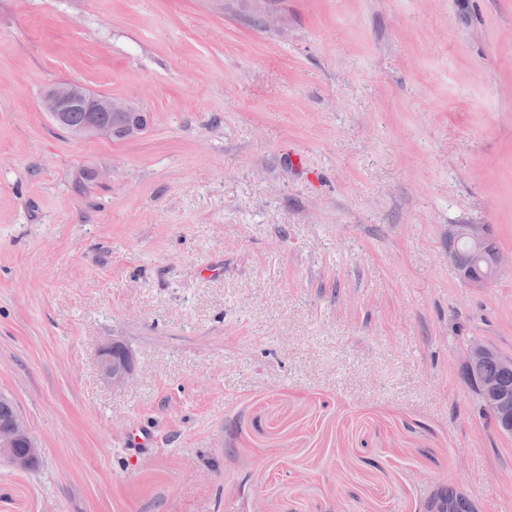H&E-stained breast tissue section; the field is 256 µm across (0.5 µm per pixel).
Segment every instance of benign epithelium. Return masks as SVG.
Returning a JSON list of instances; mask_svg holds the SVG:
<instances>
[{"label": "benign epithelium", "mask_w": 512, "mask_h": 512, "mask_svg": "<svg viewBox=\"0 0 512 512\" xmlns=\"http://www.w3.org/2000/svg\"><path fill=\"white\" fill-rule=\"evenodd\" d=\"M41 106L58 127L80 139L135 140L147 126L144 113L138 111L130 100L95 94L74 81L57 82L50 86L41 98ZM73 109L87 113V119L79 127H71L67 122V112ZM100 112H112L117 120L113 123L102 122L98 119ZM460 239L469 243L475 261L484 262L482 270L476 272L456 266L453 246ZM448 262L455 265L456 274L462 282L476 287L494 280L505 267H512V259L505 258L490 234L477 224L448 225ZM489 360H497L512 369L511 356L502 354L494 345L482 339L472 338L462 348L458 370L482 406L490 408L497 423L509 432L512 430V394L500 390L480 374V367ZM98 366L104 381L114 388H121L131 380L130 356L117 343L101 346ZM19 445L25 447V452H15ZM40 455L41 448L20 415L0 420L1 457H7L18 469L29 470Z\"/></svg>", "instance_id": "benign-epithelium-1"}]
</instances>
